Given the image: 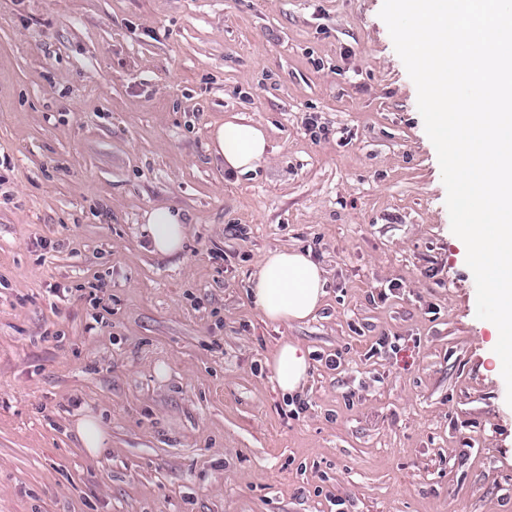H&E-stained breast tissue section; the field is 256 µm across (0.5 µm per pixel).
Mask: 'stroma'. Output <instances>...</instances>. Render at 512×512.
<instances>
[{"instance_id":"1","label":"stroma","mask_w":512,"mask_h":512,"mask_svg":"<svg viewBox=\"0 0 512 512\" xmlns=\"http://www.w3.org/2000/svg\"><path fill=\"white\" fill-rule=\"evenodd\" d=\"M382 5L0 0V512H512V406ZM233 115L268 137L238 177L208 149ZM160 204L183 254L140 231ZM289 248L326 295L269 323L252 275ZM142 219L141 230L147 235L152 253L172 256L183 251L187 227L181 212L156 206L145 211ZM271 368L278 390L285 395H297L308 378L307 351L294 340H283L273 353ZM73 430L83 448H86L87 452L91 455L99 452L107 437L106 429L101 419L90 412H85L78 416Z\"/></svg>"}]
</instances>
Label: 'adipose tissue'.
Segmentation results:
<instances>
[{
  "mask_svg": "<svg viewBox=\"0 0 512 512\" xmlns=\"http://www.w3.org/2000/svg\"><path fill=\"white\" fill-rule=\"evenodd\" d=\"M264 126L243 117H233L210 131L209 148L224 160V168L238 175L253 171L267 153ZM152 253L172 256L182 252L187 234L181 212L166 206L143 214L141 227ZM323 269L309 254L296 249L273 250L260 260L251 280L253 301L261 317L272 323L307 319L320 306L325 294ZM273 380L283 394L297 395L308 378L309 362L301 344L280 342L271 361Z\"/></svg>",
  "mask_w": 512,
  "mask_h": 512,
  "instance_id": "1",
  "label": "adipose tissue"
}]
</instances>
